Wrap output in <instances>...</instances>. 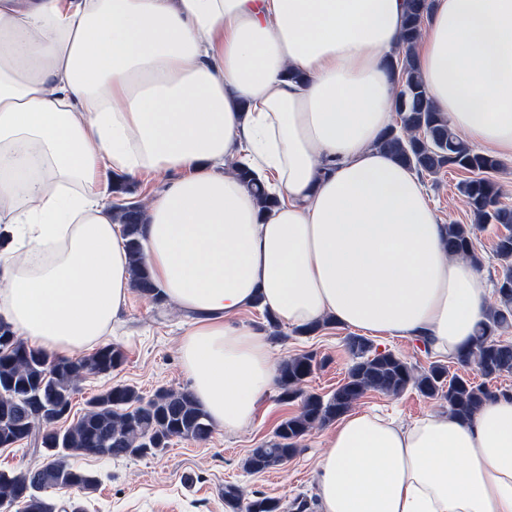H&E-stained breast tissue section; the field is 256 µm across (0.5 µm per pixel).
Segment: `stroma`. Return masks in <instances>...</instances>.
<instances>
[{
  "instance_id": "stroma-1",
  "label": "stroma",
  "mask_w": 512,
  "mask_h": 512,
  "mask_svg": "<svg viewBox=\"0 0 512 512\" xmlns=\"http://www.w3.org/2000/svg\"><path fill=\"white\" fill-rule=\"evenodd\" d=\"M462 178V172L447 169L424 180L442 223L471 221L458 191ZM186 327L185 316L174 306L160 309L148 298L133 294L122 322L108 338L124 352V363L108 374L86 379L74 396L72 415L83 412L89 397L118 384L135 386L146 397L159 388H187L177 355ZM350 335V330L342 327L311 336L287 328L282 338L273 342V358L280 362L298 354H313L315 370L306 388L327 397L343 383L352 364L347 349ZM278 395V390H271L258 405L251 425L235 434L215 430L203 442L177 439L154 456L79 458L78 466L101 479L98 490L83 501L86 512H224L221 491L228 483L239 486L248 499L258 493L279 499L285 512H296L294 504L300 500L308 503L305 512H315L310 502L315 464L323 452L322 430L305 436L299 453L279 467L256 474L243 467L251 450L267 444L281 421L299 410L298 403L281 402ZM443 406V401L423 397L411 388L396 396L370 391L355 404L356 409H373L406 422Z\"/></svg>"
}]
</instances>
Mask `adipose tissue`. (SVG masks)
Returning <instances> with one entry per match:
<instances>
[{"instance_id": "adipose-tissue-1", "label": "adipose tissue", "mask_w": 512, "mask_h": 512, "mask_svg": "<svg viewBox=\"0 0 512 512\" xmlns=\"http://www.w3.org/2000/svg\"><path fill=\"white\" fill-rule=\"evenodd\" d=\"M407 0H0V320L77 358L132 293L106 173L162 175L142 261L191 318L178 355L212 427L274 386L261 307L469 347L491 290L449 255L419 175L381 151ZM449 125L512 160V0H432L417 43ZM280 203L261 211L232 164ZM317 512H512V393L469 419L371 411L323 438Z\"/></svg>"}]
</instances>
